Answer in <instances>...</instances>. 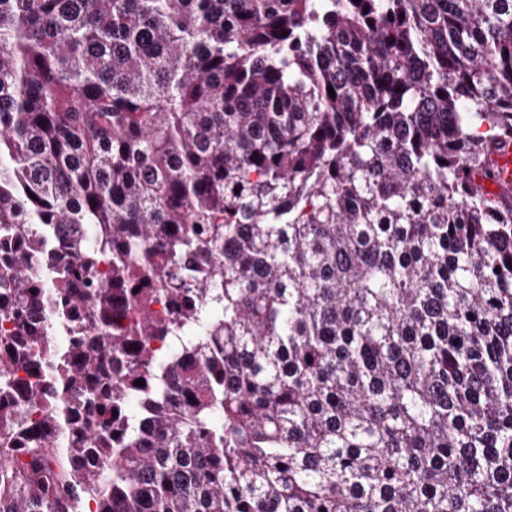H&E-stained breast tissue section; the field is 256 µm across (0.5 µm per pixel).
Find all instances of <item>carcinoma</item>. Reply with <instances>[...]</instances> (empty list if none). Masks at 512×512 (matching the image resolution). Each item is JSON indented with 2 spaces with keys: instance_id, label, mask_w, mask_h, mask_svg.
Instances as JSON below:
<instances>
[{
  "instance_id": "carcinoma-1",
  "label": "carcinoma",
  "mask_w": 512,
  "mask_h": 512,
  "mask_svg": "<svg viewBox=\"0 0 512 512\" xmlns=\"http://www.w3.org/2000/svg\"><path fill=\"white\" fill-rule=\"evenodd\" d=\"M504 139L512 0H0V512H512ZM495 180L483 184V188L495 193L512 191V142L499 148L491 155ZM75 239V232L71 230L59 229L53 238L52 248L44 255L43 263L34 259L35 266L46 265L57 268L69 256L70 246Z\"/></svg>"
}]
</instances>
